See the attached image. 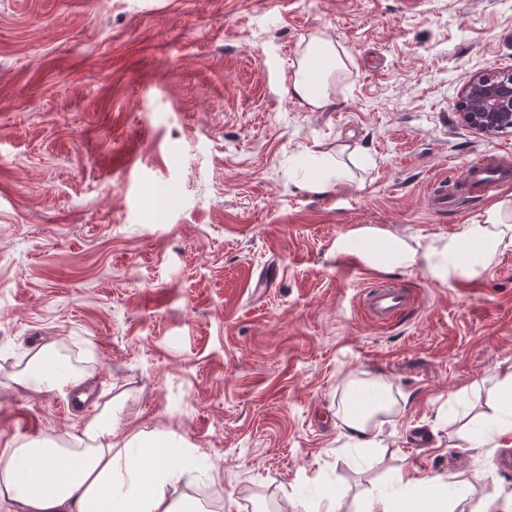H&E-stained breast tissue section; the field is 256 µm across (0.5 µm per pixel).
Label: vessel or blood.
Listing matches in <instances>:
<instances>
[{"label": "vessel or blood", "instance_id": "1", "mask_svg": "<svg viewBox=\"0 0 512 512\" xmlns=\"http://www.w3.org/2000/svg\"><path fill=\"white\" fill-rule=\"evenodd\" d=\"M512 181V168L493 161L489 156L467 164L464 179L449 182L441 176L429 185V208L443 215L459 207L463 200L490 196L500 186ZM359 303L372 321L391 322L410 304L408 293L394 283H373L362 288Z\"/></svg>", "mask_w": 512, "mask_h": 512}]
</instances>
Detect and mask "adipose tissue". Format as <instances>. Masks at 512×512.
<instances>
[{"instance_id":"ef3b65f1","label":"adipose tissue","mask_w":512,"mask_h":512,"mask_svg":"<svg viewBox=\"0 0 512 512\" xmlns=\"http://www.w3.org/2000/svg\"><path fill=\"white\" fill-rule=\"evenodd\" d=\"M349 57L318 31L304 40L288 81L293 97L309 111L330 109L336 88L348 71ZM357 150L338 144L316 156L317 176L301 175V189L321 193L349 181L348 159ZM337 254L357 257L371 269H418L440 283L472 278L512 252V198L490 205L481 221L454 236H400L375 226H359L337 238ZM91 358L72 354L67 343L47 339L24 352L0 375V386L62 396L82 391L91 376ZM498 407L487 421L469 430L472 446L489 444L512 431V371L496 377ZM399 403L380 377H351L336 404V416L349 440L362 448L380 447L384 425ZM200 453L155 432H123L112 397L96 402L74 431L59 436L18 438L0 451V501L9 512H214L189 493L171 495L178 484L196 482Z\"/></svg>"}]
</instances>
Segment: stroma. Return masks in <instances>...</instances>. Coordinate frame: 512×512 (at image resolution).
<instances>
[{
	"instance_id": "35a3bbf8",
	"label": "stroma",
	"mask_w": 512,
	"mask_h": 512,
	"mask_svg": "<svg viewBox=\"0 0 512 512\" xmlns=\"http://www.w3.org/2000/svg\"><path fill=\"white\" fill-rule=\"evenodd\" d=\"M318 30L350 63L312 112L288 76ZM507 70L512 0H0V366L56 336L94 367L80 409L0 388V448L73 429L109 390L123 430L198 448L220 478L192 493L231 512H360L402 466L469 481L463 512L511 496L495 460L512 434L474 448L465 423L512 367V253L443 286L334 249L362 225L481 219L490 198L430 213L428 181L482 154L512 165V131L458 115L474 74ZM339 142L359 149L352 182L289 180ZM386 281L415 304L378 326L356 296ZM351 376L404 404L382 447L341 436Z\"/></svg>"
}]
</instances>
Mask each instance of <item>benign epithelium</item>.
<instances>
[{"instance_id":"1","label":"benign epithelium","mask_w":512,"mask_h":512,"mask_svg":"<svg viewBox=\"0 0 512 512\" xmlns=\"http://www.w3.org/2000/svg\"><path fill=\"white\" fill-rule=\"evenodd\" d=\"M462 121L487 134L512 129V72L488 71L475 76L463 93Z\"/></svg>"}]
</instances>
